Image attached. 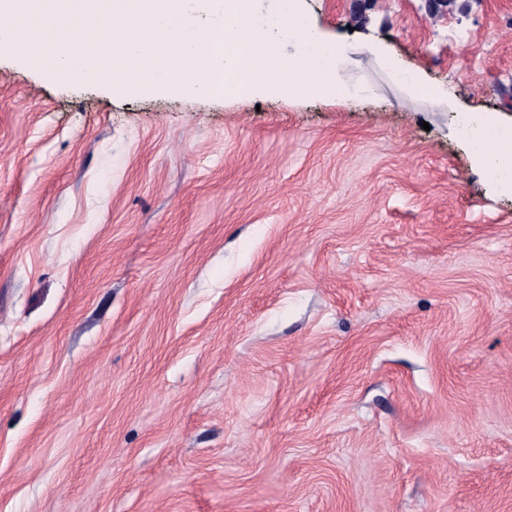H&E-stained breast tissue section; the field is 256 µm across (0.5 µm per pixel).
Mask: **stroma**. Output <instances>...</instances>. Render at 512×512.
<instances>
[{"mask_svg": "<svg viewBox=\"0 0 512 512\" xmlns=\"http://www.w3.org/2000/svg\"><path fill=\"white\" fill-rule=\"evenodd\" d=\"M253 0L336 97L0 54V512H512V0ZM478 129L471 130V135L465 133L470 144L473 157L482 172L504 189L512 192V141L506 137L508 128H501L489 119L475 118ZM483 130H492L504 135L500 139H490Z\"/></svg>", "mask_w": 512, "mask_h": 512, "instance_id": "obj_1", "label": "stroma"}]
</instances>
